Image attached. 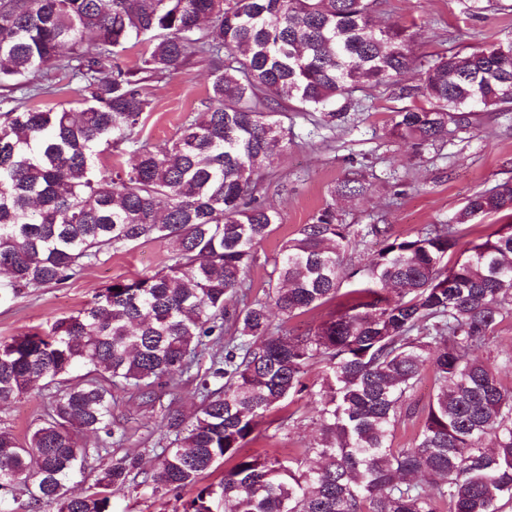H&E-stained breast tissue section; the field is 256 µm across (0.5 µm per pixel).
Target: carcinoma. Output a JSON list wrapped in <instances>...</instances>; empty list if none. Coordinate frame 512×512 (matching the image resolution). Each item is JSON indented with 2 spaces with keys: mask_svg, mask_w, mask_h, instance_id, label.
Wrapping results in <instances>:
<instances>
[{
  "mask_svg": "<svg viewBox=\"0 0 512 512\" xmlns=\"http://www.w3.org/2000/svg\"><path fill=\"white\" fill-rule=\"evenodd\" d=\"M378 0H0V83L60 64L81 82L79 111L27 107L0 121V301L61 285L141 240L176 245L160 270L100 289L85 308L44 330L0 341V402L51 391L25 440L0 428V512L19 490L36 508L110 512L112 488L137 468L127 456L80 494L68 483L122 444L112 388L153 401L177 394L196 360L200 405L186 419L171 401L172 438L150 474L162 489L196 486L216 463L219 485L197 486L183 512H506L512 507V387L485 358L512 316V224L467 242L431 226L412 238L387 226L380 248L352 264L361 230L330 206L287 239L250 299L248 273L278 212L253 194L292 141L285 112L334 125L365 83L420 105L392 112L390 132L424 145L512 105V41L414 57L405 27L377 22ZM149 43L135 68H106L111 50ZM193 57L208 60L201 112L126 168H98L101 147L128 142L151 100L143 83ZM417 70V81L406 74ZM346 195L364 192L350 172ZM512 210V182L472 196L458 216ZM335 315L289 336L287 321L336 299ZM399 289L393 299L383 295ZM238 305L227 308V299ZM325 363L320 389L304 382ZM431 372L435 393L420 434L393 447L410 397ZM313 399L318 442L301 456H245L259 419L302 394ZM91 434L89 446L81 436Z\"/></svg>",
  "mask_w": 512,
  "mask_h": 512,
  "instance_id": "cac0c4a2",
  "label": "carcinoma"
}]
</instances>
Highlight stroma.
Instances as JSON below:
<instances>
[{
	"label": "stroma",
	"mask_w": 512,
	"mask_h": 512,
	"mask_svg": "<svg viewBox=\"0 0 512 512\" xmlns=\"http://www.w3.org/2000/svg\"><path fill=\"white\" fill-rule=\"evenodd\" d=\"M470 4L471 0H382L379 18L405 24L419 58L512 40V0H492L477 13L470 11ZM208 73V63L193 58L163 78L146 82L152 111L144 115L133 142L104 155V164H129L138 145L160 146L170 140L186 113L202 110L210 87ZM30 85L46 87V94L35 100L42 107L68 105L80 88L79 81L61 68L30 73L0 84V114L26 106L24 89ZM354 98L356 107L333 127L319 125L305 112L289 113L287 123L295 142L256 185L257 196L274 207L280 219L257 249L249 273L251 296H263L266 273L278 259L283 241L324 206H333L343 223L355 228L385 224L392 235L407 238L430 225L456 223L473 194L512 181V109L483 113L470 128L418 146L389 133L390 115L400 108L399 100L368 84ZM353 170L363 172L368 191L348 198L338 194L337 187ZM172 251L169 243L142 240L64 284L31 289L1 302L0 341L48 328L55 319L86 307L96 291L112 281L157 271ZM113 395V416L124 434L121 454L138 458L140 471L152 472L157 464L155 449L167 435L159 406L144 404L118 389ZM47 403V396L37 391L0 403V428L25 437ZM313 416L304 398L296 399L288 410L267 413L255 439L245 444L244 454L303 451L317 435ZM193 494L190 487L169 492L149 482H131L113 488L111 510L182 512L184 501Z\"/></svg>",
	"instance_id": "stroma-1"
}]
</instances>
